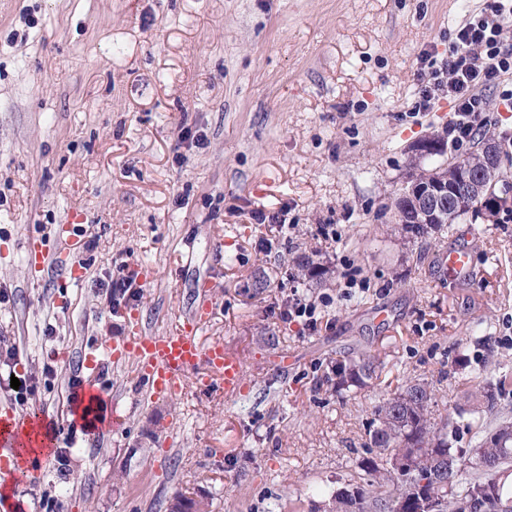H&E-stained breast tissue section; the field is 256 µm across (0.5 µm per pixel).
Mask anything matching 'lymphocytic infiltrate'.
Here are the masks:
<instances>
[{"mask_svg":"<svg viewBox=\"0 0 512 512\" xmlns=\"http://www.w3.org/2000/svg\"><path fill=\"white\" fill-rule=\"evenodd\" d=\"M421 58L434 85L423 91L420 110H429L436 92H444L456 114L448 137L454 144L467 140L488 108L484 88L512 79V0H491L461 23L446 59L436 60L428 50Z\"/></svg>","mask_w":512,"mask_h":512,"instance_id":"obj_1","label":"lymphocytic infiltrate"}]
</instances>
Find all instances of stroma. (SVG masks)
Returning a JSON list of instances; mask_svg holds the SVG:
<instances>
[{"mask_svg":"<svg viewBox=\"0 0 512 512\" xmlns=\"http://www.w3.org/2000/svg\"><path fill=\"white\" fill-rule=\"evenodd\" d=\"M486 2L0 0V403L43 414L53 438L7 512H167L187 490L208 512H330L362 476L388 384L407 380L431 385L436 421L469 446L488 417L456 405L512 376V215L423 248L394 203L442 164L414 148L447 140L453 117L444 98L416 111L419 55L446 57ZM185 127L206 145L179 150ZM284 204L288 236L250 217ZM73 210L84 278L28 267L25 238L55 245ZM451 246L471 248L473 281L443 277ZM136 266L150 279L111 305L112 278ZM351 268L364 289L346 288ZM295 288L322 301L316 330L272 311ZM208 301L202 340L243 360L240 393L151 401L106 348L121 309L158 334ZM364 351L377 377L336 391L332 365ZM91 352L127 420L89 442L68 397Z\"/></svg>","mask_w":512,"mask_h":512,"instance_id":"obj_1","label":"stroma"}]
</instances>
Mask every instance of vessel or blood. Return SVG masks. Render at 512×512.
Segmentation results:
<instances>
[{"label":"vessel or blood","mask_w":512,"mask_h":512,"mask_svg":"<svg viewBox=\"0 0 512 512\" xmlns=\"http://www.w3.org/2000/svg\"><path fill=\"white\" fill-rule=\"evenodd\" d=\"M440 266L449 280L466 282L473 277L470 256L465 249H448L440 259ZM206 321V314L194 312L186 316L183 324L153 336L142 333L137 314L131 312L125 318L123 334L113 337L107 349L112 360L133 361L149 398L175 397L190 384L200 388L218 384L225 396H234L244 381V364L222 345L201 340L199 332ZM20 421V412L11 404L0 405L1 443L20 446L25 439Z\"/></svg>","instance_id":"obj_1"}]
</instances>
